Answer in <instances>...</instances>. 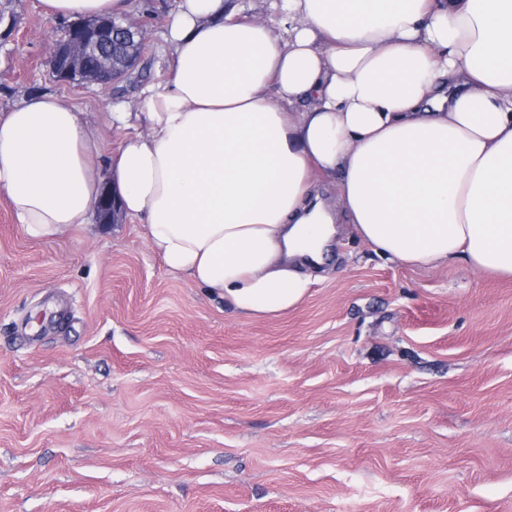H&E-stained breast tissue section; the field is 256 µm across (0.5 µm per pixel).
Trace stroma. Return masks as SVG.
I'll list each match as a JSON object with an SVG mask.
<instances>
[{
  "label": "stroma",
  "mask_w": 512,
  "mask_h": 512,
  "mask_svg": "<svg viewBox=\"0 0 512 512\" xmlns=\"http://www.w3.org/2000/svg\"><path fill=\"white\" fill-rule=\"evenodd\" d=\"M172 0H134L152 85ZM0 112L32 91L117 153L116 101L56 81L66 19L0 0ZM122 217L35 239L0 191V512H512V280L344 230L288 312L171 272Z\"/></svg>",
  "instance_id": "stroma-1"
}]
</instances>
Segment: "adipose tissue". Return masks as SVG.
I'll return each mask as SVG.
<instances>
[{
    "instance_id": "1",
    "label": "adipose tissue",
    "mask_w": 512,
    "mask_h": 512,
    "mask_svg": "<svg viewBox=\"0 0 512 512\" xmlns=\"http://www.w3.org/2000/svg\"><path fill=\"white\" fill-rule=\"evenodd\" d=\"M52 18L131 0H39ZM174 0L147 135L100 166L59 97L0 113V191L23 231L90 223L103 190L174 272L251 316L307 296L337 227L413 266L512 279V0ZM336 185L324 201L320 181Z\"/></svg>"
}]
</instances>
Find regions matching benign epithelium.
I'll list each match as a JSON object with an SVG mask.
<instances>
[{
    "instance_id": "obj_1",
    "label": "benign epithelium",
    "mask_w": 512,
    "mask_h": 512,
    "mask_svg": "<svg viewBox=\"0 0 512 512\" xmlns=\"http://www.w3.org/2000/svg\"><path fill=\"white\" fill-rule=\"evenodd\" d=\"M84 28L93 35L88 39L80 33L69 35L65 41L57 43L49 56V66L56 78L84 85L89 82L103 91H110L123 79L114 67L112 42L115 40L137 41L145 44L143 24L126 17L117 23L112 19H90ZM95 52L100 57V67L96 74L82 76V60L86 53Z\"/></svg>"
}]
</instances>
